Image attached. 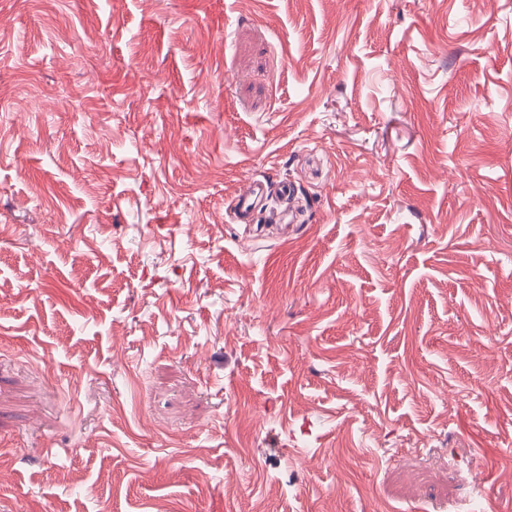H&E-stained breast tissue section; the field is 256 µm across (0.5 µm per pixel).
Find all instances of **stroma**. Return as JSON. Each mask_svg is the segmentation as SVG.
<instances>
[{
	"label": "stroma",
	"instance_id": "35a3bbf8",
	"mask_svg": "<svg viewBox=\"0 0 512 512\" xmlns=\"http://www.w3.org/2000/svg\"><path fill=\"white\" fill-rule=\"evenodd\" d=\"M259 504L512 512V0H0V512ZM263 185L257 180H248L233 201L234 214L239 220H247L263 199Z\"/></svg>",
	"mask_w": 512,
	"mask_h": 512
}]
</instances>
